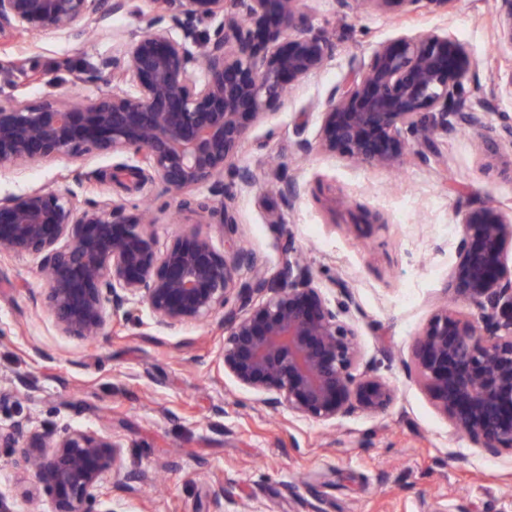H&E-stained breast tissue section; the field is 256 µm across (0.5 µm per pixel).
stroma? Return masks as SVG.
Returning <instances> with one entry per match:
<instances>
[{"instance_id": "obj_1", "label": "stroma", "mask_w": 512, "mask_h": 512, "mask_svg": "<svg viewBox=\"0 0 512 512\" xmlns=\"http://www.w3.org/2000/svg\"><path fill=\"white\" fill-rule=\"evenodd\" d=\"M301 11L307 30L332 39V60L251 129L218 189L195 195L234 209L240 238L267 274L280 269L289 242L327 300L353 295L361 355L393 389L391 405L333 423L269 409L224 373L217 314L170 329L142 305L134 323L97 338L63 335L42 302L41 260L24 255L0 258V424L23 418L42 434L109 435L123 470L152 475L136 491L105 479L96 512H224L228 499L235 512H512V453L477 448L406 372L456 260L460 211L478 203L512 210V47L497 37L498 2L456 0L445 15L422 6L394 17L301 0ZM152 15L148 0H123L106 27L78 41L0 32V97L96 96L102 82L74 79L64 62L99 66ZM430 30L450 32L474 61L464 94L478 125L439 134L434 149L408 154L393 171L298 151L299 139L315 141L333 87L380 44ZM33 64L41 83L30 81ZM132 162L89 153L2 170L0 198L44 189L121 201L130 215L151 210L160 247L195 230L223 250L217 227L176 192L159 183L128 192L112 181ZM244 171L252 189L240 185ZM293 181L302 190L288 209L279 191ZM16 455L0 447V500L8 512H47L48 494L33 472L15 468Z\"/></svg>"}]
</instances>
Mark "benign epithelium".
I'll return each mask as SVG.
<instances>
[{"mask_svg": "<svg viewBox=\"0 0 512 512\" xmlns=\"http://www.w3.org/2000/svg\"><path fill=\"white\" fill-rule=\"evenodd\" d=\"M397 15L422 0H337ZM498 38L512 46V0H498ZM149 29L130 33L106 59L112 91L84 102L47 95L0 101V169L56 156L131 154L133 188L154 182L183 192L217 184L251 128L280 106L288 89L333 57L327 37L302 27L300 0H151ZM111 0H0V32L84 33L103 28ZM211 25L210 32L198 26ZM291 38L280 41L284 33ZM474 63L449 33L422 32L377 47L328 94L317 147L374 169L398 166L409 143L429 140L470 118L461 86ZM220 232L237 219L223 201L197 203ZM188 232L161 250L152 221L122 202L79 201L32 189L0 199V255L41 258L49 272L44 305L65 336L94 339L147 305L166 328L222 314L224 372L272 409L331 423L356 411L386 410L393 390L360 367L353 298L331 304L308 268L284 246L282 267L266 276L241 240ZM512 214L480 204L460 221L457 261L444 294L469 300L466 316L443 302L416 338L407 371L434 408L486 453L512 452ZM0 426V447L18 449L50 493L49 512H92L106 474L129 490L149 482L118 466L112 438L81 429L29 434Z\"/></svg>", "mask_w": 512, "mask_h": 512, "instance_id": "7a95c632", "label": "benign epithelium"}]
</instances>
